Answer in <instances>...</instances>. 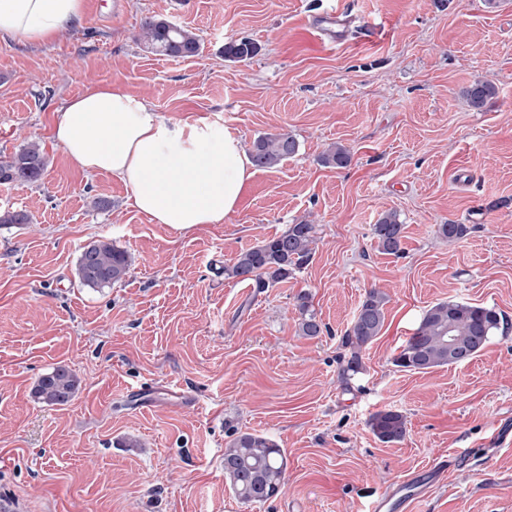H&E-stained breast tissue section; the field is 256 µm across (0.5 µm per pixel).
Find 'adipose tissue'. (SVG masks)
Returning a JSON list of instances; mask_svg holds the SVG:
<instances>
[{
	"label": "adipose tissue",
	"instance_id": "adipose-tissue-1",
	"mask_svg": "<svg viewBox=\"0 0 512 512\" xmlns=\"http://www.w3.org/2000/svg\"><path fill=\"white\" fill-rule=\"evenodd\" d=\"M83 10L84 0H0V34L47 42ZM51 136L80 169L112 174L140 212L182 232L223 223L254 175L237 134L206 120L173 121L114 85L67 100Z\"/></svg>",
	"mask_w": 512,
	"mask_h": 512
}]
</instances>
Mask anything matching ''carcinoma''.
Here are the masks:
<instances>
[{
	"label": "carcinoma",
	"mask_w": 512,
	"mask_h": 512,
	"mask_svg": "<svg viewBox=\"0 0 512 512\" xmlns=\"http://www.w3.org/2000/svg\"><path fill=\"white\" fill-rule=\"evenodd\" d=\"M138 41L150 53L174 58L198 55L200 42L191 30L164 19L146 21ZM258 52L249 40L224 44V57L234 61L252 58ZM469 106L482 109L498 95V88L488 82L475 81L462 91ZM297 140L288 133L267 134L258 137L252 146L251 158L259 168H273L298 153ZM320 161L328 167L344 168L351 163L349 149L341 144L329 146ZM47 160L40 146L30 143L19 151L6 166L0 165V182L35 183L41 180ZM404 225L394 212L383 214L373 225V236L382 251L401 252ZM315 225L300 222L288 229L240 251L233 262L223 267L227 277L240 279L252 286L254 294H261L306 268L312 261ZM89 252H81L76 275L79 282L92 289L110 288L123 280L132 263L130 253L109 240L88 244ZM387 296L376 289L369 290L360 306L343 344L352 349L347 370L360 368V349L373 341L385 322ZM299 332L304 336H318L322 324L311 309L309 296H298ZM503 323L495 309L471 305L467 302L444 301L430 306L415 332L401 346L393 363L409 371L423 372L449 366L448 336L453 335L468 343L471 355H476L489 342ZM79 390V379L66 368L57 367L39 377L33 388L35 400L48 406H65L73 401ZM370 425L382 442H397L405 436V420L393 410L380 411L372 416ZM286 461L282 450L263 433L245 432L235 437L224 449V480L234 496L244 505L262 503L278 494L285 486Z\"/></svg>",
	"instance_id": "obj_1"
}]
</instances>
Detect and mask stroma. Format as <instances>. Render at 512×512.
Masks as SVG:
<instances>
[{
    "instance_id": "obj_1",
    "label": "stroma",
    "mask_w": 512,
    "mask_h": 512,
    "mask_svg": "<svg viewBox=\"0 0 512 512\" xmlns=\"http://www.w3.org/2000/svg\"><path fill=\"white\" fill-rule=\"evenodd\" d=\"M334 7L367 37H315L309 20ZM149 18L198 34L199 55L143 50ZM241 39L258 54L226 59ZM478 80L499 91L479 111L461 95ZM112 84L248 145L289 133L299 152L256 169L223 223L174 231L50 137L65 100ZM32 142L42 179L0 184V213L31 217L0 224V497L21 512H368L451 454L416 512H512V0H86L53 43L0 37V161ZM334 142L347 167L319 163ZM388 211L405 226L397 256L372 232ZM301 221L316 227L315 255L287 281L255 296L214 273ZM448 222L466 235L440 237ZM101 238L132 264L94 290L76 265ZM372 289L388 296L385 323L349 376L343 337ZM303 292L315 337L298 332ZM448 300L504 323L470 362L396 367L424 311ZM58 366L80 381L63 408L32 395ZM383 410L403 415L401 441L373 434ZM255 431L282 448L287 483L246 506L224 482V448Z\"/></svg>"
}]
</instances>
